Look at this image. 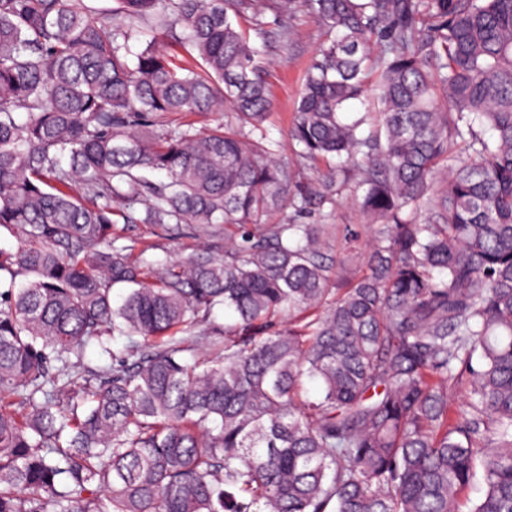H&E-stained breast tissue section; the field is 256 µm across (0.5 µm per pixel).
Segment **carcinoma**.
Returning <instances> with one entry per match:
<instances>
[{
  "label": "carcinoma",
  "instance_id": "obj_1",
  "mask_svg": "<svg viewBox=\"0 0 512 512\" xmlns=\"http://www.w3.org/2000/svg\"><path fill=\"white\" fill-rule=\"evenodd\" d=\"M298 7L329 33L303 188L251 39ZM349 189L370 235L336 256L332 224L257 223ZM139 206L224 255L113 246ZM2 231L0 512H512V0H0ZM124 343V338H116L114 341L111 340V355L103 353L97 343L90 344L83 354V363L85 368L90 370H101L110 366L112 367V350L117 351L121 349Z\"/></svg>",
  "mask_w": 512,
  "mask_h": 512
}]
</instances>
